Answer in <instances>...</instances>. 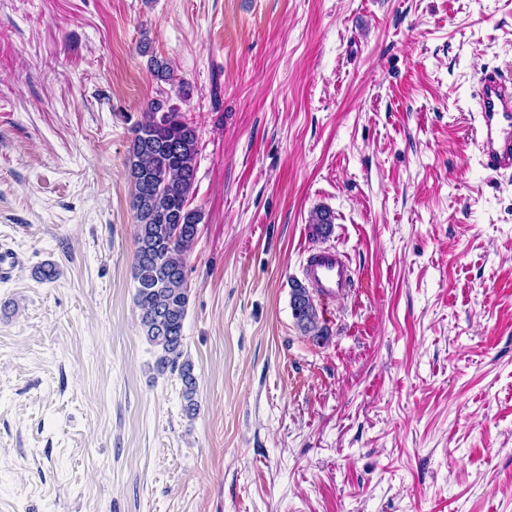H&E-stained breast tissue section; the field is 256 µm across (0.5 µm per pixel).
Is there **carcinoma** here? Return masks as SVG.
<instances>
[{
	"label": "carcinoma",
	"mask_w": 512,
	"mask_h": 512,
	"mask_svg": "<svg viewBox=\"0 0 512 512\" xmlns=\"http://www.w3.org/2000/svg\"><path fill=\"white\" fill-rule=\"evenodd\" d=\"M198 143L194 124L155 99L147 103L126 157L136 220L132 277L140 326L158 351L156 370L178 373L183 411L190 419L198 411V383L192 362L184 358L183 327L189 304L186 254L202 221L201 211L191 207ZM331 224L329 212H315L312 234L327 235ZM291 309L302 335L317 344L326 340L312 295L298 281L292 283Z\"/></svg>",
	"instance_id": "carcinoma-1"
}]
</instances>
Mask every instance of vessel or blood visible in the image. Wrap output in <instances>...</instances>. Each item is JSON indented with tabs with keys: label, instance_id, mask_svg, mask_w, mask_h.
Instances as JSON below:
<instances>
[{
	"label": "vessel or blood",
	"instance_id": "b4317fda",
	"mask_svg": "<svg viewBox=\"0 0 512 512\" xmlns=\"http://www.w3.org/2000/svg\"><path fill=\"white\" fill-rule=\"evenodd\" d=\"M478 120L470 131L485 169L512 173V80L499 72L479 77ZM305 276L321 298L333 299L355 287L354 271L345 255L334 250L309 256Z\"/></svg>",
	"mask_w": 512,
	"mask_h": 512
}]
</instances>
